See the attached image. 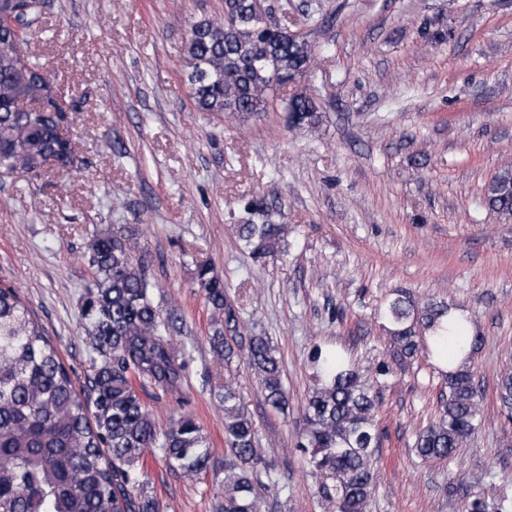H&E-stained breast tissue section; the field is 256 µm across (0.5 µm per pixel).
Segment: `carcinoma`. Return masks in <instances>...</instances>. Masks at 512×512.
<instances>
[{
  "instance_id": "obj_1",
  "label": "carcinoma",
  "mask_w": 512,
  "mask_h": 512,
  "mask_svg": "<svg viewBox=\"0 0 512 512\" xmlns=\"http://www.w3.org/2000/svg\"><path fill=\"white\" fill-rule=\"evenodd\" d=\"M41 0H0V176L24 170L36 177L49 160L74 166L75 146L60 133L61 116L26 112L36 99L56 106L54 85L29 56L8 48L38 25ZM314 55L304 36L288 37L264 21L261 0H224L220 17L190 24L183 74L200 112L243 116L266 109L267 94L305 72ZM295 126L314 125L318 106L307 96L289 98ZM485 204L512 217V168L488 183ZM237 236L257 262L279 251L285 225L270 221L263 199L245 205ZM93 280L81 306L82 328L96 357L81 381L60 357L17 289L0 286V512H163L145 488V461L159 450L188 479L207 473L213 452L202 427L182 413L160 428L139 390L163 395L181 388L185 361L166 335L143 255L133 235L97 234L88 246ZM198 288L217 313L210 348L218 359L245 351L265 402L283 410L288 391L282 360L271 339L240 334L224 282L211 268L197 274ZM392 359L414 358L422 343H446L460 364L441 371L448 389L436 421L419 432L415 452L424 461L453 460L480 421L479 384L465 369L482 339L469 335L443 301L420 304L403 291L385 307ZM315 387L304 405L305 426L295 447L303 451L333 512H369L381 437L375 413L379 391L361 380L340 350L313 351ZM224 498L216 512H265L275 485L261 474L268 463L256 446V426L230 379L224 381ZM501 413L512 418V373L500 376ZM465 512H512V502L475 495Z\"/></svg>"
}]
</instances>
